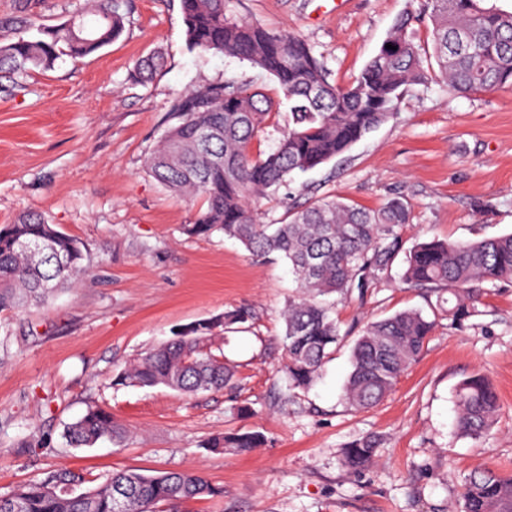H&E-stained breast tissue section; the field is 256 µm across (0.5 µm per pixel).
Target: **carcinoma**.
Listing matches in <instances>:
<instances>
[{"label":"carcinoma","instance_id":"carcinoma-1","mask_svg":"<svg viewBox=\"0 0 512 512\" xmlns=\"http://www.w3.org/2000/svg\"><path fill=\"white\" fill-rule=\"evenodd\" d=\"M485 0H427L432 25L431 53L437 68L424 66L415 43L412 17L398 18L377 54L346 86L329 72L302 38L247 22L229 13L228 0H179L188 51L228 55L271 76L291 104L292 125L265 156L251 152L263 131L272 102L232 77L179 93L166 129L145 159L147 172L170 190L203 204L190 232L215 231L239 241L256 259L276 256L288 263L299 295L283 312L284 362L288 391L309 388L340 343L331 309L320 296L364 298L385 281L399 255L402 281L436 297L433 311L458 325L478 312L483 283L512 280V233L478 241L430 239L403 250L402 230L410 222L407 203L394 197L367 210L334 197L290 212L276 224H261L252 200L288 184L347 152L387 122L406 92L440 79L460 94L512 89V12ZM123 0H90L91 21L71 17L36 34L0 43V78L33 69L49 70L68 57L83 59L117 40L124 30ZM395 49L386 48V44ZM155 52L138 60L146 82L163 67ZM82 244L40 214H25L0 225V312H20L46 302L59 288H75L87 274ZM247 308L200 320L133 361L113 377V385L164 386L198 395L233 383L235 367L212 352L213 341L248 321ZM436 320L406 310L366 324L351 355L344 400L357 409L378 405L419 358ZM499 399L481 374L456 390L458 433L481 439L491 428ZM123 439L112 413L94 405L66 430L75 448L99 440ZM258 432L215 437L206 447L222 453L249 452L262 445ZM379 448L373 436L350 443L343 464L357 472ZM224 488L199 472L114 470L102 481L68 468L50 470L0 495V512H180L185 503L221 497ZM463 512H512V474L493 471L469 477L463 486Z\"/></svg>","mask_w":512,"mask_h":512}]
</instances>
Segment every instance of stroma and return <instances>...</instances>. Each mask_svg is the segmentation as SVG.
Segmentation results:
<instances>
[{
    "mask_svg": "<svg viewBox=\"0 0 512 512\" xmlns=\"http://www.w3.org/2000/svg\"><path fill=\"white\" fill-rule=\"evenodd\" d=\"M426 0H229L236 17L300 35L339 85L376 54L397 18ZM86 0H36L18 14L0 0V42L27 24L54 25ZM160 51L163 70L137 83L136 62ZM261 89L278 108L252 144L268 153L287 128V103L259 69L224 55L187 51L179 0H129L122 36L86 58L17 77L0 91V224L36 213L82 242L89 274L40 310L0 313V494L66 465L115 469L191 468L223 487L188 512H461L474 472L512 474V284L485 285L478 315L438 325L418 360L376 407L342 398L351 349L367 322L426 309L400 267L365 300H335L342 341L320 378L288 390L282 311L297 284L286 263L256 261L223 233L189 226L200 199L174 194L144 158L173 122V99L222 77ZM369 210L402 197L411 211L405 247L417 237L470 241L512 232V90L459 94L442 81L413 86L397 112L351 150L296 174L255 202L262 223L322 197ZM248 307L252 319L225 333L236 385L200 395L165 387L113 386L112 376L176 329ZM496 387L500 408L480 440L455 427V394L473 373ZM108 409L127 431L119 444L69 447L66 426L88 406ZM261 432L246 454L213 453L208 439ZM371 435L373 463L351 475L350 442Z\"/></svg>",
    "mask_w": 512,
    "mask_h": 512,
    "instance_id": "obj_1",
    "label": "stroma"
}]
</instances>
